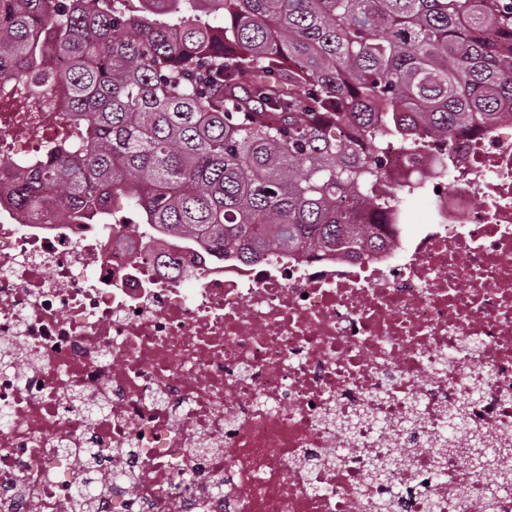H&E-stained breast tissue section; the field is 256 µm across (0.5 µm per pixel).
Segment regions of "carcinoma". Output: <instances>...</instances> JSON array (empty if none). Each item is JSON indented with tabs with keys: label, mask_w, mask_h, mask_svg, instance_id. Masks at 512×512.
<instances>
[{
	"label": "carcinoma",
	"mask_w": 512,
	"mask_h": 512,
	"mask_svg": "<svg viewBox=\"0 0 512 512\" xmlns=\"http://www.w3.org/2000/svg\"><path fill=\"white\" fill-rule=\"evenodd\" d=\"M124 2L0 0V80L36 100L64 87L78 130L0 184L34 224L54 184L73 224L122 197L141 223L242 263L274 248L355 253L372 221L406 203L407 185L373 193L390 147L512 115V0H143L137 16ZM50 53L68 65L47 67ZM464 433L457 410L442 440ZM471 444L491 494L511 491L504 449ZM99 493L91 471L76 503Z\"/></svg>",
	"instance_id": "1"
}]
</instances>
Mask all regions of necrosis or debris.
I'll return each mask as SVG.
<instances>
[{
    "mask_svg": "<svg viewBox=\"0 0 512 512\" xmlns=\"http://www.w3.org/2000/svg\"><path fill=\"white\" fill-rule=\"evenodd\" d=\"M22 100L0 82V182L76 137L63 96ZM412 177V236L399 213L360 255L253 264L126 216L69 223L49 186L44 224L0 202V512H75L89 448L132 474L93 512H512L439 449L464 397L468 429L512 447V121L390 150L376 193Z\"/></svg>",
    "mask_w": 512,
    "mask_h": 512,
    "instance_id": "necrosis-or-debris-1",
    "label": "necrosis or debris"
}]
</instances>
